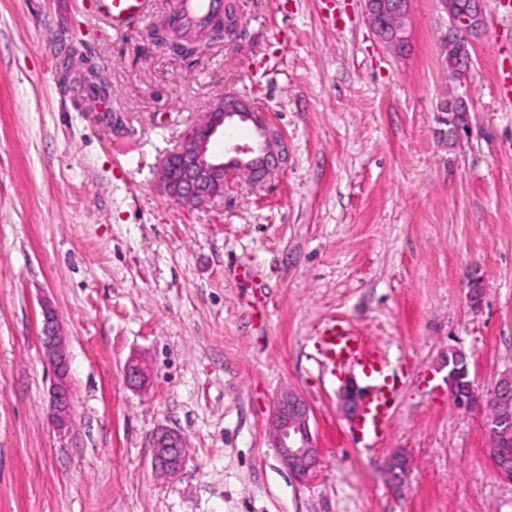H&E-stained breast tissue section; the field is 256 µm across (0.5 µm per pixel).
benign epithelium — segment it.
<instances>
[{
  "instance_id": "benign-epithelium-1",
  "label": "benign epithelium",
  "mask_w": 512,
  "mask_h": 512,
  "mask_svg": "<svg viewBox=\"0 0 512 512\" xmlns=\"http://www.w3.org/2000/svg\"><path fill=\"white\" fill-rule=\"evenodd\" d=\"M448 14V33L462 29L470 32L483 23V0H440ZM411 0H364L367 21L378 39L389 49L400 53L406 49L408 36L405 21ZM250 122L256 129L253 145L234 144L228 148L231 156L218 159L211 151L212 139L219 131L230 128L235 121ZM286 161L284 136L249 99L228 94L215 100L209 109L198 114L181 144L167 153L159 167V186L171 199L188 208H200L224 196L230 175L237 174L252 185L271 178ZM41 342L53 368L51 387L53 426L60 432L74 423V403L69 376L67 336L51 303L42 305ZM466 363L465 358L448 354V392L453 403L468 410L478 402L473 382L462 386L455 381L453 368ZM129 383L141 388L148 383L149 368L135 358L126 367ZM486 402L497 406L487 417L486 426L494 437L488 449L489 458L497 460L494 468L500 478L512 481V467L500 464V449L512 445V371L498 378ZM271 447L282 464L295 478L303 479L313 470L317 448L310 426V407L296 391L282 393L274 407L271 422ZM152 460L155 469L174 478L186 462L182 435L168 427L159 426L150 434Z\"/></svg>"
}]
</instances>
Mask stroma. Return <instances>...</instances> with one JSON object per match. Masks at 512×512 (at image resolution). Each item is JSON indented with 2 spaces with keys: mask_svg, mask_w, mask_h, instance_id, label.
<instances>
[{
  "mask_svg": "<svg viewBox=\"0 0 512 512\" xmlns=\"http://www.w3.org/2000/svg\"><path fill=\"white\" fill-rule=\"evenodd\" d=\"M169 2L116 35L91 0H0V512H512L485 409L448 395L449 350L482 399L512 370V0H486L461 83L438 0H411L401 56L362 0H237L244 38L190 60L150 42ZM227 92L283 132L288 162L182 207L159 164ZM462 92L453 132L440 104ZM46 299L69 344L64 436L48 417ZM333 321L397 367L377 446L349 432L348 375L318 365ZM136 357L141 390L125 377ZM286 389L313 413L302 480L270 445ZM161 425L187 444L174 478L152 466Z\"/></svg>",
  "mask_w": 512,
  "mask_h": 512,
  "instance_id": "obj_1",
  "label": "stroma"
}]
</instances>
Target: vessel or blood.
<instances>
[{
	"label": "vessel or blood",
	"mask_w": 512,
	"mask_h": 512,
	"mask_svg": "<svg viewBox=\"0 0 512 512\" xmlns=\"http://www.w3.org/2000/svg\"><path fill=\"white\" fill-rule=\"evenodd\" d=\"M152 0H93L94 14L108 28L122 32L147 17ZM224 13V0H171L167 18L183 28L197 30ZM316 341L326 373L359 372L372 383L361 415L349 425L359 439L378 443L392 420L400 386L388 357L339 324L327 325Z\"/></svg>",
	"instance_id": "obj_1"
}]
</instances>
